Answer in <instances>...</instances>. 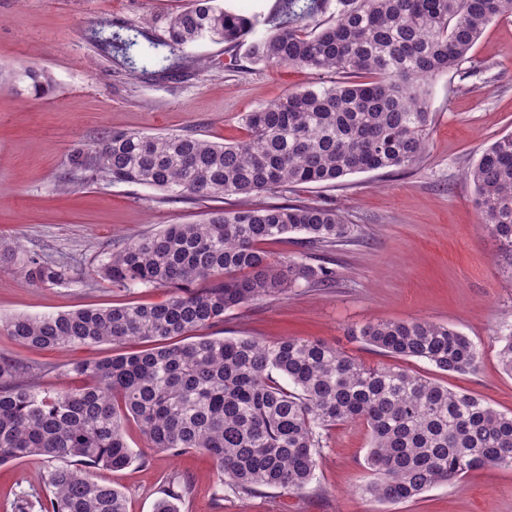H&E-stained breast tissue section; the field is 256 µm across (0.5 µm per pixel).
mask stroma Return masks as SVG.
Instances as JSON below:
<instances>
[{
    "instance_id": "1",
    "label": "stroma",
    "mask_w": 512,
    "mask_h": 512,
    "mask_svg": "<svg viewBox=\"0 0 512 512\" xmlns=\"http://www.w3.org/2000/svg\"><path fill=\"white\" fill-rule=\"evenodd\" d=\"M187 0H0V70L31 61L53 79L40 97L0 83V237L16 245L0 260V318L38 317L84 307L158 304L165 288H122L94 274L104 249L167 224H192L213 209L275 203L335 207L351 237L311 248L290 233L263 245L270 255L327 263L330 285L303 286L227 311L210 337L288 336L321 339L376 365L383 354L347 336L374 320L420 317L453 326L482 353L470 373H444L424 360L407 369L448 388L481 397L512 413V376L502 372L493 338L512 327V279L501 269L496 241L478 226L474 188L467 177L481 153L512 133V17L490 23L461 69L429 84L428 148L405 170L351 174L333 185H287L274 193L223 201L170 199L128 183L61 186L74 149L90 150L115 130L147 134L193 133L228 142L244 134L242 117L259 105L323 82L324 74L252 63L246 46L199 42L148 65L140 74L121 53L94 42L92 30H138L140 45L163 41L171 17ZM34 255L64 256L79 269L66 283L41 287L21 273ZM101 344L68 350L22 346L0 331V359L46 370L45 383L69 382L57 365L111 356ZM126 440L144 461L93 478L120 489L127 512H153L175 478L190 493L181 512H512V469L488 468L460 483L439 485L415 499L381 504L359 493L370 433L361 424L329 430L314 481L299 494L264 488L250 495L219 490L211 458L202 451L179 457L148 449L135 423ZM39 463L0 466V512H16L21 492L38 488Z\"/></svg>"
}]
</instances>
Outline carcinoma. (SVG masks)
Instances as JSON below:
<instances>
[{
	"label": "carcinoma",
	"mask_w": 512,
	"mask_h": 512,
	"mask_svg": "<svg viewBox=\"0 0 512 512\" xmlns=\"http://www.w3.org/2000/svg\"><path fill=\"white\" fill-rule=\"evenodd\" d=\"M327 0H283L258 30L254 15L191 0L161 45L170 54L202 40L240 44L268 67H297L339 79L289 93L245 113V136L216 142L192 133L112 131L90 152L76 150L62 183L147 185L192 201L327 185L347 175L406 169L427 146L428 81L458 69L485 26L512 16V0H336V15L313 31L302 21ZM366 74L369 79L356 81ZM20 93L52 85L41 65L10 73ZM481 228L499 244L512 278V133L491 144L468 172ZM289 233L334 246L352 228L333 207L267 204L216 209L202 222L170 224L104 252L96 275L117 286L170 288L155 305L79 308L0 324L16 342L63 349L137 341L144 349L60 366L84 377L78 389L38 382L0 360V465L44 464L42 494L19 496L18 512H126L123 494L94 481L90 468L122 469L142 459L128 447L134 421L148 448L180 456L207 452L220 486L300 493L314 480L330 428L362 422L370 432L363 494L383 504L454 484L487 467L512 469V415L400 365L366 366L322 340L286 337L172 339L224 322V312L305 285L334 271L274 258L260 245ZM71 265L31 258L29 282L56 286ZM347 335L386 356L425 360L442 372L476 370L481 352L451 326L424 318L368 322ZM512 376V331L494 337ZM188 493L172 483L154 512H180Z\"/></svg>",
	"instance_id": "obj_1"
}]
</instances>
